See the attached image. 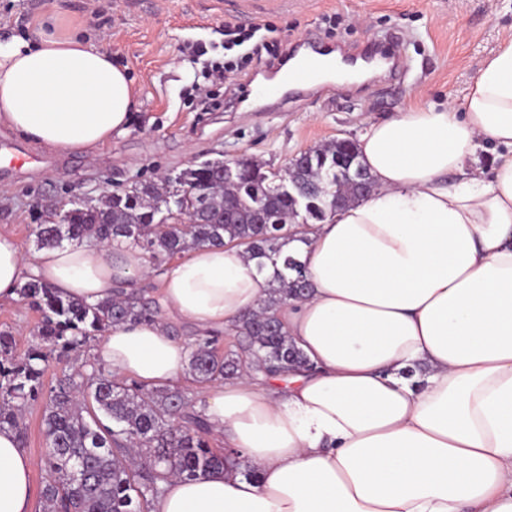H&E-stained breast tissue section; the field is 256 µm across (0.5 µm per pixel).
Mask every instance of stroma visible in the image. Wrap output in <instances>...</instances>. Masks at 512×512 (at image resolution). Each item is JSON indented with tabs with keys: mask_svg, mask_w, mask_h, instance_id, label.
Returning <instances> with one entry per match:
<instances>
[{
	"mask_svg": "<svg viewBox=\"0 0 512 512\" xmlns=\"http://www.w3.org/2000/svg\"><path fill=\"white\" fill-rule=\"evenodd\" d=\"M255 23L281 49L309 42L347 57L393 36L410 71L401 84L376 72L360 83H322L281 109L274 95L240 102V88L280 71L278 59L263 53L212 86L223 105L202 111L193 90L204 81L203 65L192 46H206L210 61L239 58L241 48L225 50L224 28ZM39 29L76 34L108 52L126 68L136 105L127 132L94 153L34 148L32 164L0 174V231L28 256L38 250L36 227L52 204L94 202L205 160L248 158L279 171L307 148L357 139L368 122L426 103L462 104L482 60L512 34V0H0L1 43L33 38ZM41 320L28 301H0V332L11 336L16 354L27 351ZM23 415L22 448L38 487L46 448L42 402L28 403Z\"/></svg>",
	"mask_w": 512,
	"mask_h": 512,
	"instance_id": "1",
	"label": "stroma"
}]
</instances>
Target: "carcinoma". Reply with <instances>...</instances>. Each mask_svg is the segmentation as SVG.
Wrapping results in <instances>:
<instances>
[{"label":"carcinoma","mask_w":512,"mask_h":512,"mask_svg":"<svg viewBox=\"0 0 512 512\" xmlns=\"http://www.w3.org/2000/svg\"><path fill=\"white\" fill-rule=\"evenodd\" d=\"M204 183L205 196L188 195ZM362 183L372 184V176L351 139L310 147L302 161H290L275 175L253 160L205 161L159 183L117 189L94 204L69 201L70 208L54 210L37 225V246L125 241L143 250L158 273L196 248L244 247L248 258L260 259L258 270L273 266L268 294L242 320L235 349L221 350L217 336L190 344L188 375L197 384L222 383L238 377L250 360L257 372L286 375L304 366L305 358L276 311L288 298L302 297L308 282L301 277L302 262L283 248L296 224L321 222L356 201ZM186 217L193 223H181ZM18 294L41 313L42 324L22 357L14 354L11 337L0 333V430L23 436L22 405L43 399L46 512H151L168 477L190 479L224 467V452L210 445L204 411L182 389L148 387L92 363L44 390L53 362L116 325L158 319L160 297L120 287L92 304L36 279L21 284Z\"/></svg>","instance_id":"carcinoma-1"}]
</instances>
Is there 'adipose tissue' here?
<instances>
[{
    "label": "adipose tissue",
    "mask_w": 512,
    "mask_h": 512,
    "mask_svg": "<svg viewBox=\"0 0 512 512\" xmlns=\"http://www.w3.org/2000/svg\"><path fill=\"white\" fill-rule=\"evenodd\" d=\"M124 68L89 41L0 43V124L34 146L90 154L126 132ZM493 144L491 178L470 161ZM359 157L375 185L286 251L310 288L278 309L309 361L246 368L205 414L223 468L172 477L151 512H512V36L485 58L462 106L368 123ZM142 251L70 245L25 257L0 231V301L36 278L96 302L144 279ZM164 319L113 327L99 363L147 385L184 374L194 332H234L269 275L237 247H200L160 276ZM32 459L0 430V512H32Z\"/></svg>",
    "instance_id": "ef3b65f1"
}]
</instances>
